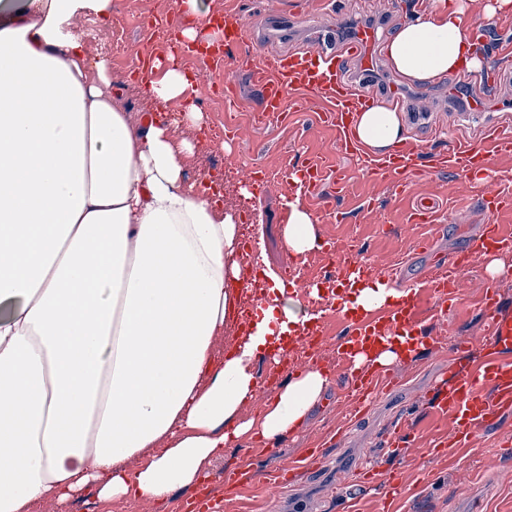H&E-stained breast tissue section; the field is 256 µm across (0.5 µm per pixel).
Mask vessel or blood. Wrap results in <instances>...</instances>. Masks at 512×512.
<instances>
[{
    "label": "vessel or blood",
    "instance_id": "b4317fda",
    "mask_svg": "<svg viewBox=\"0 0 512 512\" xmlns=\"http://www.w3.org/2000/svg\"><path fill=\"white\" fill-rule=\"evenodd\" d=\"M177 16H169L164 40L171 54L178 60L194 59L207 67L246 71L258 94L256 115L261 120L287 124L293 113L304 111L308 102L317 105L316 118L331 134L338 154L356 161L374 178L399 187L407 177L417 173L419 165L434 171L453 170L466 174L474 169H489L494 158L512 150V129L492 124L486 127L479 140H457L448 148L420 153L417 146L404 145L385 155H374L352 136L355 115L374 97L373 89L364 83L342 80L339 68L348 55L359 56L363 70H372L376 60L378 38L372 30H362L345 42H337L332 30L319 27L314 36L323 47L318 52L301 50L288 53L272 43H251L239 10L225 9L220 22L213 28L219 40L203 43L185 41L177 32ZM328 169L322 158L310 156L294 176L305 191L317 192ZM491 222L484 231L460 250L450 252L441 262V270L427 273L420 285L410 286L396 301L373 310L352 305L350 296L373 281L387 279V272L375 261L356 252L332 248L330 275L321 278L320 286L336 285L342 292L336 302L348 323V330L336 341L341 361L348 365V398L352 407L349 420L335 428L336 433L348 431L364 415L374 409L384 390L393 385L385 368L369 365L352 370L356 356H377L381 351L395 349L403 358L416 357L426 346L425 328L420 314L423 296L435 297L436 305L431 319L447 322V297L457 290L459 275L483 257L491 254L512 253V229L499 224L500 215L512 211V194L487 191L482 195ZM480 302L488 313L489 336L483 340V352L478 362L455 369L452 376L437 381V397L431 417L448 421V436L440 440V447L461 448L470 437L488 427L497 426L502 417L512 411V314L497 309L498 299L493 290H485ZM323 329L320 322L299 328L289 336L288 346L276 351L263 378L271 384L291 369V358L304 351L315 358V347ZM318 439L311 447L301 449L296 459L290 460L286 471L256 470L243 466L225 474L228 482L261 483L272 493L284 487L283 473L304 474L311 457L325 446ZM347 479L355 488L374 489L385 500H397L402 494L398 482L384 483L368 468L356 465L348 468Z\"/></svg>",
    "mask_w": 512,
    "mask_h": 512
}]
</instances>
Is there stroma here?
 <instances>
[{"mask_svg": "<svg viewBox=\"0 0 512 512\" xmlns=\"http://www.w3.org/2000/svg\"><path fill=\"white\" fill-rule=\"evenodd\" d=\"M175 0H135V7L126 18L121 50L110 52L114 29L111 23L92 15L78 17L75 26L84 34L86 49L91 57L107 58L112 70L113 88L121 92L131 111L143 113L145 120H172L170 112L146 111L132 83L137 80L133 49L160 53L158 42L150 40L142 24L144 14L165 16L174 12ZM209 11L235 4L243 15L250 36L272 35L282 49H294L306 42L308 30L321 20L314 0H203ZM341 12L334 20L338 36L354 35L359 26L378 24L385 35L394 32L407 20L397 0H340ZM238 94L239 117L231 126V141L211 144L204 134L180 124L174 127L176 138L187 139L196 146L195 158L187 169L188 181L222 180L230 192L222 205L242 226L243 236L253 237L263 258L262 270L282 274L285 267L316 273V259L325 258V250L302 255L291 251L285 243L283 228L288 219V205L299 202L314 221L322 242L349 241L357 238L368 257L383 268L399 266L400 285L420 279L423 272L438 258L463 247L488 220L480 206L483 187L512 188V154L496 157L486 176L484 186L451 171H426L411 176L403 190L374 182L363 174L352 160L339 156L329 133L309 113L300 112L285 126L264 127L252 122L250 115L257 106L258 96L250 78L242 72L231 77ZM426 99H415L411 87H404L403 97L413 111L430 113L429 121L406 125L408 140H417L428 133L442 131L444 142L457 139L474 140L481 134L488 112L494 111L499 100H512V74L498 73L494 68H482L474 84L456 83L454 77L426 83ZM482 97L484 115L466 119L470 101ZM320 154L329 160L332 173L323 182L319 195L287 185L279 179L267 183L260 195L248 194L243 177L249 168L276 170L282 164L300 168L307 155ZM433 204L440 230L429 251L414 250L420 231L410 223V208L414 203ZM503 273H492L488 260L477 262L464 276V287L448 317V326L432 332L425 352L414 361L398 365L399 376L408 377L405 392L388 396L376 414L360 422L350 438L327 448L316 472L300 480L287 496L277 499L262 484L256 483L226 494L220 477L224 469L248 463L261 470H273L295 455L299 448L314 441L321 433L336 427L347 408L340 398L345 384L336 371V330H329L324 350L319 358L329 368V385L306 419L304 427L270 446L261 440L242 443L225 451L223 458L206 467L214 499L227 503V512H289L291 501L301 499L307 512H339L337 498H351L358 512H383L378 496L371 492L357 493L346 481L350 463L369 459L382 479L396 476L405 492L395 503V512H512V450L501 442L512 436V414L500 427L477 432L467 447L456 457L439 456L432 446L434 430L425 414L435 399L433 377L448 368L454 356L452 347L461 336L485 335L487 319L479 305L485 288L497 292L499 307L512 311V255L504 256ZM411 405L416 416L408 423L410 440L399 448H389L387 429L399 418L404 405ZM335 483L337 498L323 497L326 483ZM186 491L175 492L164 504L137 500H99L94 492H85L70 502L63 512H179Z\"/></svg>", "mask_w": 512, "mask_h": 512, "instance_id": "stroma-1", "label": "stroma"}]
</instances>
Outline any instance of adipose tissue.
<instances>
[{
	"mask_svg": "<svg viewBox=\"0 0 512 512\" xmlns=\"http://www.w3.org/2000/svg\"><path fill=\"white\" fill-rule=\"evenodd\" d=\"M112 0H0V512H33L93 486L99 498L162 503L197 483L230 442L279 440L305 423L329 378L288 377L241 420L255 359L302 319L274 278L252 330L223 353L242 275L238 226L170 123H142L112 93L76 16ZM458 5L402 25L386 46L406 77L479 69ZM137 91L180 102L201 126L195 79L154 63ZM356 135L382 155L405 141L397 112H362ZM284 238L321 241L290 204Z\"/></svg>",
	"mask_w": 512,
	"mask_h": 512,
	"instance_id": "obj_1",
	"label": "adipose tissue"
}]
</instances>
